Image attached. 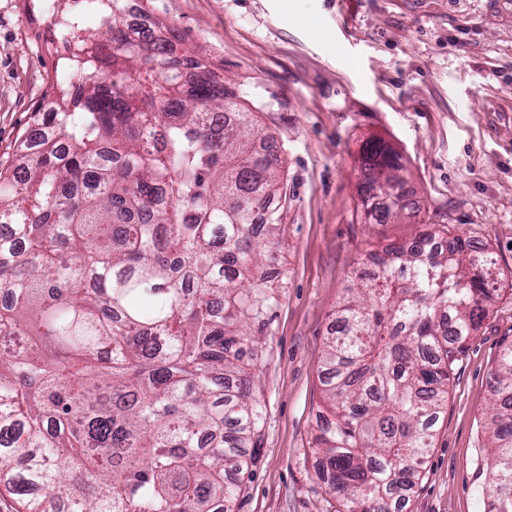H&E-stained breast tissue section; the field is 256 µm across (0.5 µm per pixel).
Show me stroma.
I'll return each instance as SVG.
<instances>
[{
    "mask_svg": "<svg viewBox=\"0 0 512 512\" xmlns=\"http://www.w3.org/2000/svg\"><path fill=\"white\" fill-rule=\"evenodd\" d=\"M183 48L242 94L285 161L286 288L263 340L255 463L232 512H332L311 438L322 357L363 255L452 224L492 252L502 289L466 342L403 512H482L490 372L512 342V0H147ZM47 0H0V164L35 129L50 83L72 81L49 42ZM394 147L417 206L366 224L360 154Z\"/></svg>",
    "mask_w": 512,
    "mask_h": 512,
    "instance_id": "obj_1",
    "label": "stroma"
}]
</instances>
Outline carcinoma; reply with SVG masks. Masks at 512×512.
Wrapping results in <instances>:
<instances>
[{
	"instance_id": "obj_1",
	"label": "carcinoma",
	"mask_w": 512,
	"mask_h": 512,
	"mask_svg": "<svg viewBox=\"0 0 512 512\" xmlns=\"http://www.w3.org/2000/svg\"><path fill=\"white\" fill-rule=\"evenodd\" d=\"M53 12L43 134L0 170V480L21 512H231L255 462L252 383L283 280V160L179 36L123 0ZM398 155L361 154L364 216L412 209ZM422 257L365 259L326 343L312 437L336 512H391L415 486L464 344L499 296L494 259L425 224ZM483 512H512V343L491 372Z\"/></svg>"
}]
</instances>
